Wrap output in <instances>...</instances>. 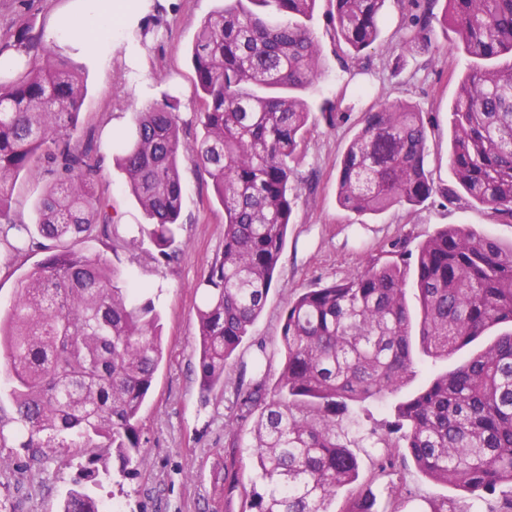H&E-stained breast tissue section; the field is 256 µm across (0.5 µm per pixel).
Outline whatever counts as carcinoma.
<instances>
[{"mask_svg":"<svg viewBox=\"0 0 512 512\" xmlns=\"http://www.w3.org/2000/svg\"><path fill=\"white\" fill-rule=\"evenodd\" d=\"M445 2L442 15L435 9ZM338 40L361 52L378 39L386 0H332ZM317 0H224L201 24L191 51L202 96L195 142L199 165L224 209V251L195 285L202 393L224 386V367L266 303L293 208V163L310 112L294 95L318 80L319 50L308 26ZM401 52L426 50L438 22L456 34L450 49L472 59L451 107L450 164L456 186L432 177L423 113L383 106L363 113L337 177L342 207L358 215L414 208L440 194L465 195L512 223V0H397ZM38 53L15 78H0V267L23 253L44 254L0 315V397L12 414L14 447L41 469L81 459L79 480L61 512H103L96 491L113 473L144 461L141 412L163 360L160 316L146 289L89 254L96 227L112 215L99 193V162L72 143L85 88L57 63L41 36L20 31L0 55ZM173 99L136 113L119 144L118 167L149 223L141 234L160 257L182 229L184 149ZM57 179L37 202L36 224H19L12 195L36 162ZM418 290L422 351L446 358L502 324L512 325V245L448 224L428 235L403 264L365 270L288 301L280 347L284 362L271 389L256 380L239 406L256 414L249 431L253 476H240L238 438L229 426L224 487L240 491L241 512H377L369 488L354 487L358 448L375 449L378 472L411 458L430 478L460 488L459 500L420 512H512V331L458 368L434 376L394 406L386 431L364 430L350 404L382 400L413 373L407 274ZM118 462L117 470L110 461ZM345 494L341 510L336 497Z\"/></svg>","mask_w":512,"mask_h":512,"instance_id":"1","label":"carcinoma"}]
</instances>
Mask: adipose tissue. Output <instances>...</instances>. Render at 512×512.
I'll list each match as a JSON object with an SVG mask.
<instances>
[{
    "label": "adipose tissue",
    "instance_id": "ef3b65f1",
    "mask_svg": "<svg viewBox=\"0 0 512 512\" xmlns=\"http://www.w3.org/2000/svg\"><path fill=\"white\" fill-rule=\"evenodd\" d=\"M150 6L151 0H71L69 13L51 22L46 39L75 54L94 56L107 71L114 53H133L122 33L143 20Z\"/></svg>",
    "mask_w": 512,
    "mask_h": 512
}]
</instances>
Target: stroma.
<instances>
[{
	"label": "stroma",
	"mask_w": 512,
	"mask_h": 512,
	"mask_svg": "<svg viewBox=\"0 0 512 512\" xmlns=\"http://www.w3.org/2000/svg\"><path fill=\"white\" fill-rule=\"evenodd\" d=\"M67 0H0V40L25 28L45 29L50 15ZM168 28L159 29L139 46L135 64L115 57L112 70L102 73L84 62L86 94L79 116L77 141L90 149L101 166L100 190L112 210L114 247L95 242L91 250L117 266L125 279L144 283L161 317L164 358L151 394L141 413L144 462L136 475L105 484L101 496L107 512H239V495L224 491V450L229 442L228 423L251 428L242 419L237 401L242 365L261 361L268 382H275L281 368L279 341L286 304L306 288H315L362 271L371 262H393L399 252L416 250L437 228L466 225L479 233L512 244V224L493 219L485 208L466 200L448 203L433 197L415 209L394 208L379 215L360 216L340 206L336 175L340 161L358 132L363 112L383 105L406 103L424 112L429 124L428 168L436 181L454 185L450 165L451 116L449 108L459 78L471 60L464 52L450 50L449 39L435 30L434 48L400 54L399 14L395 0H387V20L378 40L353 54L339 43L331 24V0H317L310 23L319 45L322 75L303 94L311 110L309 131L294 167L296 198L286 243L265 306L236 354L224 370V385L202 394L197 372V308L201 297L197 282L224 246V210L214 198L211 181L191 149L201 134L200 109L190 51L203 20L220 0H160ZM149 79L145 95H138L128 80L131 67ZM171 94L177 99L182 137L186 144L179 158L184 199L182 230L176 255L156 259L149 240L133 250L122 248L123 239L136 235L146 217L123 186L115 165L117 135L129 130L136 112ZM348 114L346 123L329 127L323 110ZM55 175L40 166L32 177L17 181L12 212L17 222L36 221L35 206ZM479 337L447 359H430L415 353V368L400 395L359 404L364 427H379L390 420L399 396L409 395L437 373L452 370L490 344ZM12 462V473L0 476V512H60V504L78 476L77 465L50 464L45 472L27 468V454L20 448L0 449ZM368 456L360 458V483L370 484L380 512L404 503L407 512L426 500L460 498L458 488L433 481L414 464L370 480Z\"/></svg>",
	"instance_id": "1"
}]
</instances>
